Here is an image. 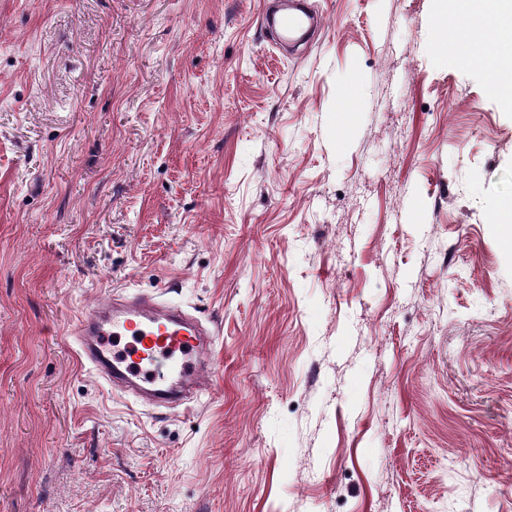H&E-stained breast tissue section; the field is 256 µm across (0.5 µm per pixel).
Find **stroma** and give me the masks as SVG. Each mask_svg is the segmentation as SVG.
<instances>
[{"label":"stroma","instance_id":"obj_1","mask_svg":"<svg viewBox=\"0 0 512 512\" xmlns=\"http://www.w3.org/2000/svg\"><path fill=\"white\" fill-rule=\"evenodd\" d=\"M0 0V512H512V106L437 0ZM215 333L100 385L113 290ZM298 3L300 2L290 1L288 4V13L280 15L278 18L273 17V24L278 26L281 32L288 31V34H293L299 30H305L306 33H309L317 26V20H315L314 17L301 8L291 6L292 4ZM70 335L98 379L142 407L192 410L215 368L214 332L155 292L111 291L75 317Z\"/></svg>","mask_w":512,"mask_h":512}]
</instances>
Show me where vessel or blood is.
I'll return each instance as SVG.
<instances>
[{"label": "vessel or blood", "mask_w": 512, "mask_h": 512, "mask_svg": "<svg viewBox=\"0 0 512 512\" xmlns=\"http://www.w3.org/2000/svg\"><path fill=\"white\" fill-rule=\"evenodd\" d=\"M274 23L292 34L317 25L293 6ZM70 334L98 379L142 407L192 410L215 368L213 331L154 292L110 293L76 316Z\"/></svg>", "instance_id": "vessel-or-blood-1"}]
</instances>
